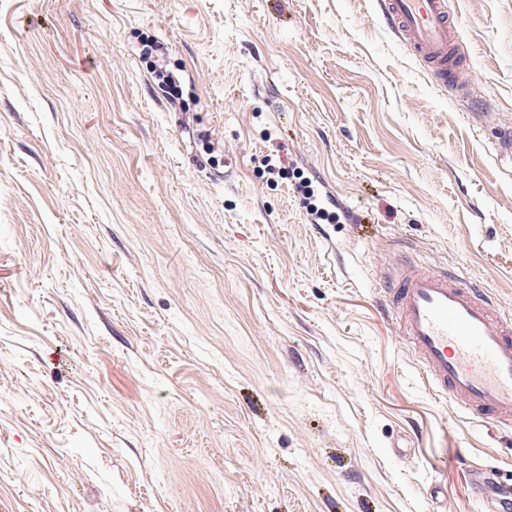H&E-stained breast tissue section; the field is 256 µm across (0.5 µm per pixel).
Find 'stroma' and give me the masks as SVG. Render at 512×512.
Instances as JSON below:
<instances>
[{
    "instance_id": "35a3bbf8",
    "label": "stroma",
    "mask_w": 512,
    "mask_h": 512,
    "mask_svg": "<svg viewBox=\"0 0 512 512\" xmlns=\"http://www.w3.org/2000/svg\"><path fill=\"white\" fill-rule=\"evenodd\" d=\"M449 7L467 98L376 0H0V512H488L512 427L378 304L405 252L512 314V0Z\"/></svg>"
}]
</instances>
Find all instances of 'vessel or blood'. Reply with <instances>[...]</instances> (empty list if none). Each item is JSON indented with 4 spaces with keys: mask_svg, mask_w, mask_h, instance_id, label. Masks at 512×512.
Listing matches in <instances>:
<instances>
[{
    "mask_svg": "<svg viewBox=\"0 0 512 512\" xmlns=\"http://www.w3.org/2000/svg\"><path fill=\"white\" fill-rule=\"evenodd\" d=\"M395 37L435 80L465 95L461 28L447 0H377ZM382 307L438 399L479 423L512 425V316L448 270L398 258L382 269Z\"/></svg>",
    "mask_w": 512,
    "mask_h": 512,
    "instance_id": "vessel-or-blood-1",
    "label": "vessel or blood"
}]
</instances>
